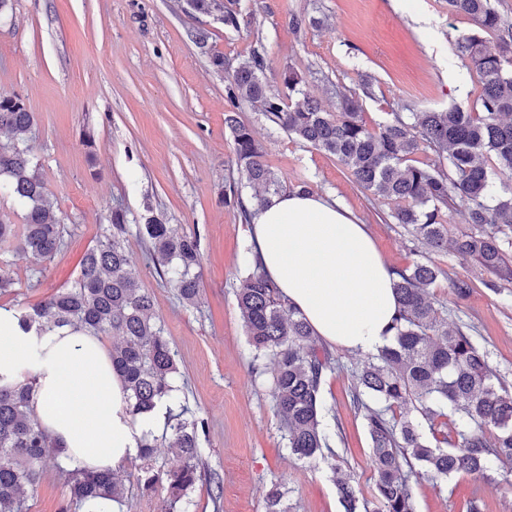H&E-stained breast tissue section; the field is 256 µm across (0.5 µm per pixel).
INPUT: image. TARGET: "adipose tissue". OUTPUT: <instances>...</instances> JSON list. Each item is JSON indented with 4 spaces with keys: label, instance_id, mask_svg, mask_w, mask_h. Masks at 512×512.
<instances>
[{
    "label": "adipose tissue",
    "instance_id": "ef3b65f1",
    "mask_svg": "<svg viewBox=\"0 0 512 512\" xmlns=\"http://www.w3.org/2000/svg\"><path fill=\"white\" fill-rule=\"evenodd\" d=\"M250 242L315 336L359 353L390 343L397 308L390 268L349 209L321 195L285 191L256 211ZM28 375L36 379L34 414L63 453L87 469H118L164 424L160 407L131 417L128 393L99 337L27 329L18 310L2 306L0 381Z\"/></svg>",
    "mask_w": 512,
    "mask_h": 512
}]
</instances>
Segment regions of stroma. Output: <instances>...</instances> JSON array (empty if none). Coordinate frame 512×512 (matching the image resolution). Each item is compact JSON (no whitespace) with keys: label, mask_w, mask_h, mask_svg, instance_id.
<instances>
[{"label":"stroma","mask_w":512,"mask_h":512,"mask_svg":"<svg viewBox=\"0 0 512 512\" xmlns=\"http://www.w3.org/2000/svg\"><path fill=\"white\" fill-rule=\"evenodd\" d=\"M249 24L225 31L211 17L185 11L183 0H9L0 10V96H19L34 115L27 143L54 211L67 227L64 243L39 262L11 252L15 280L0 306L25 309L70 285L89 248L122 208L130 220L125 246L132 271L152 293L155 314L176 353L190 417L208 424L200 440L204 475L186 512H265L263 492L283 484L289 512H345L335 469L350 474L359 497L371 498L374 474L363 414L350 398L366 354L332 348L335 369L322 386L329 452L316 460L292 455L272 407L273 366L254 358L236 290L248 275L249 244L224 186L238 177L224 126V78L213 73L186 32H209L226 57L247 55L255 41L267 52L268 79L287 67L308 70L305 91L327 111L336 90L361 96L363 119L376 126L392 113L470 107L477 80L456 56V37L472 27L449 14L444 0H241ZM321 24L295 36L292 15ZM371 81V95L362 84ZM241 117L261 141L267 163L286 185L308 182L366 224L387 264L428 261L443 277L432 292L444 318L472 326L490 366L512 383V283L486 288L487 273L455 251L417 248L402 226L387 222V205L364 192L324 152L288 137L261 112ZM154 215L200 238V300L190 306L161 278L138 234V220ZM473 288L457 298L449 279ZM512 512V487L502 474L455 477L417 489L419 512ZM28 512H65L64 477L46 461L28 494Z\"/></svg>","instance_id":"obj_1"}]
</instances>
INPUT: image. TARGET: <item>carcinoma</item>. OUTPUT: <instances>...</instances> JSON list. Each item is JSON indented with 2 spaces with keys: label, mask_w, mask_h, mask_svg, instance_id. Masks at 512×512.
Listing matches in <instances>:
<instances>
[{
  "label": "carcinoma",
  "mask_w": 512,
  "mask_h": 512,
  "mask_svg": "<svg viewBox=\"0 0 512 512\" xmlns=\"http://www.w3.org/2000/svg\"><path fill=\"white\" fill-rule=\"evenodd\" d=\"M448 13L470 20L474 29L459 35L455 51L468 62L480 87L469 109L396 112L376 128L367 126L359 97L338 92L336 111L301 88L304 77L289 66L280 74L282 88L272 89L263 48L234 63L214 51L202 32L188 33L216 74L225 76L224 124L233 140L235 163L245 176L248 197L235 182L224 199L239 206L244 221L251 209L273 202L286 186L264 159L250 124L239 116L243 104L256 107L271 124L297 141L330 154L363 190L380 197L388 217L430 250L452 245L499 280H512V24L492 0H447ZM190 11L211 16L226 31L245 23L241 0H186ZM318 19L294 15L292 32L300 36ZM33 113L18 96L0 97V131L28 133ZM434 162L411 163L421 146ZM0 193L25 209V223L0 218V293L12 287L9 261L19 249L36 259L52 258L64 242L65 227L47 200L45 184L24 142L0 144ZM463 206L472 229L448 241L445 217ZM125 211H112L103 239L89 249L74 282L21 311L25 328L43 331L70 327L115 338L112 368L129 392L136 418L161 402L178 401V368L162 325L156 322L149 290L132 275L124 243ZM148 240L161 273L190 305L200 294L196 269L200 242L170 224L149 217L139 228ZM398 301L390 344L379 349L356 374L351 391L364 412L376 475L373 500L358 502L351 477L337 480L345 512H417L416 489L425 480L444 483L457 475H486L493 467L512 473V391L491 370L487 351L467 324L448 325L430 293L442 270L428 262L392 269ZM244 330L254 358H269L273 406L289 451L314 460L329 445L322 421L321 389L333 358L306 318L280 295L259 263L236 291ZM33 381L0 385V512H27L28 490L42 474L55 447L30 408ZM169 412L170 435L150 436L142 446L137 482L151 490L165 484L164 512H178L200 480L198 459L202 420ZM165 445L183 464L160 475L148 464ZM65 474L70 500L84 512H112L125 500L126 486L112 470L90 471L68 459ZM285 492L271 488L266 512H288Z\"/></svg>",
  "instance_id": "cac0c4a2"
}]
</instances>
